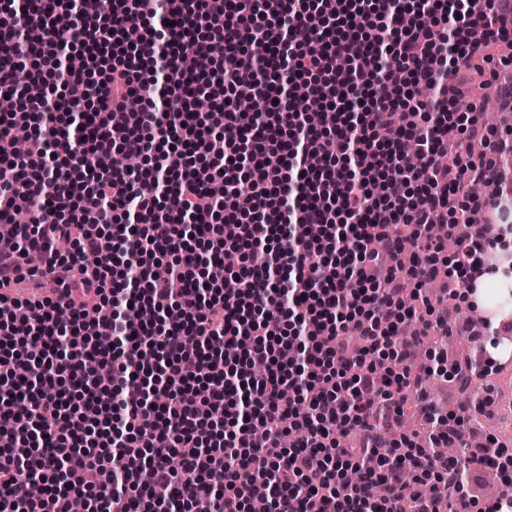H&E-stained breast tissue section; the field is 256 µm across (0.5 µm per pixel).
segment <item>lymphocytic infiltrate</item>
<instances>
[{"label": "lymphocytic infiltrate", "mask_w": 512, "mask_h": 512, "mask_svg": "<svg viewBox=\"0 0 512 512\" xmlns=\"http://www.w3.org/2000/svg\"><path fill=\"white\" fill-rule=\"evenodd\" d=\"M511 38L512 0H25L0 13V97L24 99L0 118V353L24 367L0 376V512H71L76 498L86 512H195L203 498L212 512H439L406 476L447 485L469 512L475 471L512 469V451L492 438L434 454L464 434L431 402L428 434L388 431L412 388L448 374L440 351L414 362L447 322L406 302V283L438 275L431 225L453 236L456 212L471 228L454 300L512 234V129L457 106L492 84L512 111L498 77ZM198 56L207 73L188 66ZM26 62L47 74L22 89ZM296 85L319 124L288 103ZM171 93L181 110L165 108ZM18 126L33 130L23 157ZM461 134L479 156H449ZM476 181L487 196L464 194ZM258 247L263 266L209 278L225 252ZM24 263L72 276L23 301L10 286Z\"/></svg>", "instance_id": "f902f5d3"}]
</instances>
